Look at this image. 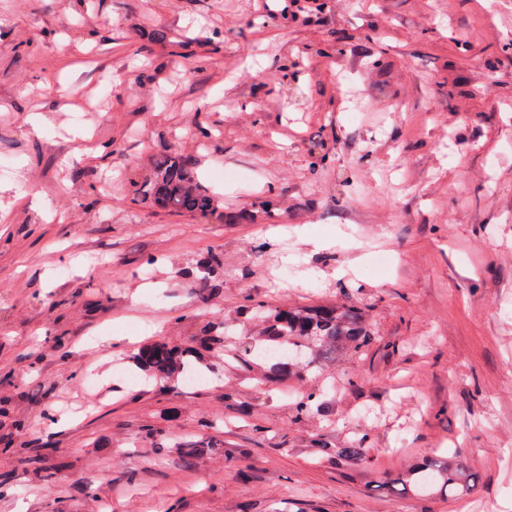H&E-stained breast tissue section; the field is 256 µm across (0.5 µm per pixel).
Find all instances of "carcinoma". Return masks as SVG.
Instances as JSON below:
<instances>
[{
	"label": "carcinoma",
	"mask_w": 512,
	"mask_h": 512,
	"mask_svg": "<svg viewBox=\"0 0 512 512\" xmlns=\"http://www.w3.org/2000/svg\"><path fill=\"white\" fill-rule=\"evenodd\" d=\"M323 149L318 144L309 149L310 173L315 177L329 167V155ZM133 201L156 211L201 218L217 214L218 208L215 196L199 180L195 159L179 149L153 156L151 173L136 183ZM277 216V204L270 197L237 214H221L227 224L259 218L273 224ZM240 314L256 322L262 346L242 341L228 361L224 360L228 337L224 316L217 313L203 318L181 314L177 321L194 326L184 340L158 337L124 359L138 378L164 392L185 385L193 371L219 375L226 363L254 373L262 384L283 386L302 382L343 357L362 355L375 336L369 309L352 300L279 306L247 293L242 297ZM322 398L323 391L318 389L304 394L295 403V418L308 416L321 405ZM222 425L218 419L207 420L202 424L205 432L184 436L168 447L190 466L224 449V441L215 435ZM54 451L48 447L45 453L35 455L34 466L28 470L32 480L47 487L56 482L57 473L43 461ZM368 452L367 435L363 434L349 447L338 449L337 456L361 460ZM392 485L403 494L453 498L476 489L477 477L460 451H442L409 466L392 479Z\"/></svg>",
	"instance_id": "1"
}]
</instances>
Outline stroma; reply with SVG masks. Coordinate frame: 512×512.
I'll return each mask as SVG.
<instances>
[{
    "label": "stroma",
    "mask_w": 512,
    "mask_h": 512,
    "mask_svg": "<svg viewBox=\"0 0 512 512\" xmlns=\"http://www.w3.org/2000/svg\"><path fill=\"white\" fill-rule=\"evenodd\" d=\"M321 2L295 18L265 0H0V438L15 448L0 512H54L80 485L112 512H512V0ZM313 140L334 154L318 178ZM173 146L225 212L273 193L276 223L134 204L133 181ZM211 252L224 265L201 293ZM246 293L371 307L374 343L307 387L360 385L298 422L292 396L237 372L166 394L113 377L114 345L181 340L184 312L235 326ZM213 418L224 452L193 466L137 444L144 426L173 439ZM363 433L368 457L339 459ZM46 442L49 489L26 478ZM456 448L471 493L388 487Z\"/></svg>",
    "instance_id": "obj_1"
}]
</instances>
